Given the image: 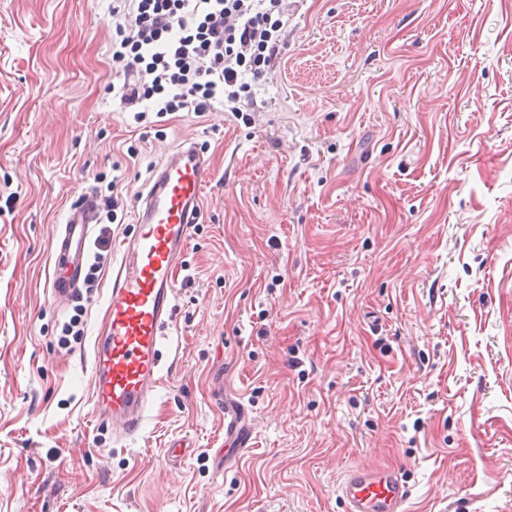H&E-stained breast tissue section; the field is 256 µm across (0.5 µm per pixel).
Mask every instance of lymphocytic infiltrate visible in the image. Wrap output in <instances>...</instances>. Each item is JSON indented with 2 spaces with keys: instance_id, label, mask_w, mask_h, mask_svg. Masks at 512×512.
<instances>
[{
  "instance_id": "lymphocytic-infiltrate-1",
  "label": "lymphocytic infiltrate",
  "mask_w": 512,
  "mask_h": 512,
  "mask_svg": "<svg viewBox=\"0 0 512 512\" xmlns=\"http://www.w3.org/2000/svg\"><path fill=\"white\" fill-rule=\"evenodd\" d=\"M121 104L158 118L228 106L243 117L280 53L286 0H112ZM149 111H140L142 102Z\"/></svg>"
}]
</instances>
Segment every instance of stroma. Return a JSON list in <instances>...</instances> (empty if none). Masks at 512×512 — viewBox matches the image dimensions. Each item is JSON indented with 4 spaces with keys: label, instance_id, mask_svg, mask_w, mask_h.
<instances>
[{
    "label": "stroma",
    "instance_id": "obj_1",
    "mask_svg": "<svg viewBox=\"0 0 512 512\" xmlns=\"http://www.w3.org/2000/svg\"><path fill=\"white\" fill-rule=\"evenodd\" d=\"M111 3L0 0V512H345L356 465L407 512H512V0H288L253 122L158 124L110 90ZM186 139L204 217L119 443L90 401L111 260ZM112 182L99 284L56 305L66 211Z\"/></svg>",
    "mask_w": 512,
    "mask_h": 512
}]
</instances>
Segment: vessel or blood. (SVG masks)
Here are the masks:
<instances>
[{"label": "vessel or blood", "mask_w": 512, "mask_h": 512, "mask_svg": "<svg viewBox=\"0 0 512 512\" xmlns=\"http://www.w3.org/2000/svg\"><path fill=\"white\" fill-rule=\"evenodd\" d=\"M210 179L209 161L194 144L170 150L139 196L134 233L118 245L105 327L93 346L91 391L97 420L111 422L117 441L140 434L161 383L159 344L174 324L176 271L203 218ZM98 213L89 190L67 210L48 280L53 300L78 292ZM338 491L346 512H406L408 488L392 470H349Z\"/></svg>", "instance_id": "vessel-or-blood-1"}]
</instances>
